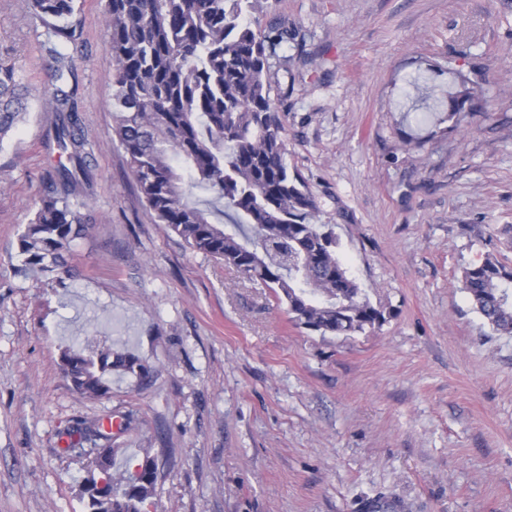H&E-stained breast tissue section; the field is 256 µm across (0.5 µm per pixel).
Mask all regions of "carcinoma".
I'll use <instances>...</instances> for the list:
<instances>
[{
  "label": "carcinoma",
  "instance_id": "obj_1",
  "mask_svg": "<svg viewBox=\"0 0 512 512\" xmlns=\"http://www.w3.org/2000/svg\"><path fill=\"white\" fill-rule=\"evenodd\" d=\"M267 0H105V35L114 55L113 135L140 197L158 223L191 249L234 266L272 289L295 323L321 334H350L386 321L336 254V237L312 219L315 197L290 169L282 123L270 96L267 51L288 41L253 28L248 13ZM51 58L47 111L59 162L34 218L19 238L22 270L73 277L67 255L90 225L81 210L92 186L88 139L70 86L75 0H31ZM28 90L0 64V145L24 118ZM484 101L482 88L458 72L448 86L452 130ZM212 196L205 206L192 190ZM231 218L226 226L217 217ZM463 286L496 332L512 335V268L489 255L467 267ZM64 372L82 394L109 391L112 372L149 369L107 345L63 354ZM112 484V512H145L154 496V459Z\"/></svg>",
  "mask_w": 512,
  "mask_h": 512
}]
</instances>
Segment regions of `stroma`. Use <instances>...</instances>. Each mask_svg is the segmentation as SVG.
I'll list each match as a JSON object with an SVG mask.
<instances>
[{
  "label": "stroma",
  "instance_id": "35a3bbf8",
  "mask_svg": "<svg viewBox=\"0 0 512 512\" xmlns=\"http://www.w3.org/2000/svg\"><path fill=\"white\" fill-rule=\"evenodd\" d=\"M103 0H77L69 45L94 144L91 229L73 278L20 274L18 238L55 165L44 26L0 0V62L29 90L0 144V512H83L98 424L114 471L155 457L152 512H512V336L463 289L486 255L512 266V0H266L286 26L268 59L288 163L337 254L388 317L350 336L295 325L234 267L190 250L141 202L112 140ZM488 103L455 130L413 123L448 89ZM131 352L88 398L62 370L87 341Z\"/></svg>",
  "mask_w": 512,
  "mask_h": 512
}]
</instances>
